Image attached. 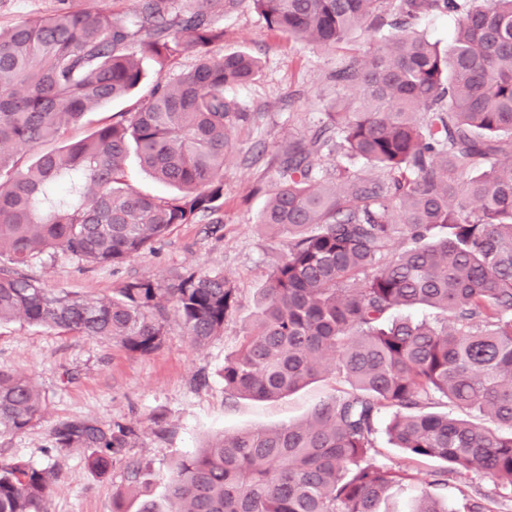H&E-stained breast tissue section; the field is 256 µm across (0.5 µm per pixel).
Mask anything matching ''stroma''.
Segmentation results:
<instances>
[{
    "label": "stroma",
    "mask_w": 512,
    "mask_h": 512,
    "mask_svg": "<svg viewBox=\"0 0 512 512\" xmlns=\"http://www.w3.org/2000/svg\"><path fill=\"white\" fill-rule=\"evenodd\" d=\"M220 23L224 42L217 53L245 49L262 62L255 82L231 90L250 119L236 130V151L224 165L221 230L211 235L202 224L178 225L154 252L117 271L83 267L60 255L35 262L29 273L52 289L110 297L131 275L150 274L167 285L188 266L219 270L236 288L239 308L222 336L197 348L177 318H170L162 347L148 356L21 320L0 324V370L27 375L46 396L40 419L22 431L0 434V460L20 459L50 471L48 512H135L136 497L165 496L181 457L225 433L301 421L344 385L331 369L291 395L257 400L227 395L222 371L283 252L278 239L255 222L266 198L264 170L290 139L309 135L325 105L342 96L329 74L344 60L365 53L370 37L359 32L336 48H314L269 29L250 7ZM68 420L119 421L139 428L138 443L127 451L143 466L138 482H128L120 463L103 474L94 471L89 449L51 451L53 428Z\"/></svg>",
    "instance_id": "1"
}]
</instances>
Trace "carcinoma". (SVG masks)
<instances>
[{
	"mask_svg": "<svg viewBox=\"0 0 512 512\" xmlns=\"http://www.w3.org/2000/svg\"><path fill=\"white\" fill-rule=\"evenodd\" d=\"M135 0L128 19L94 6L0 27V322L15 319L107 338L141 356L159 350L169 314L201 346L238 307L221 271L187 269L169 288L151 275L117 295L52 290L28 274L46 254L121 267L172 227L224 219V159L247 118L226 93L257 79L246 50L216 55L229 15L250 4L291 39L332 47L357 31L370 50L336 69L357 95L326 107L308 138L270 169L275 191L256 223L283 239L258 311L224 361V392L271 400L315 380L331 361L350 386L278 429L225 434L182 458L167 506L137 512H388L396 488L417 489L410 512L450 507L448 474L491 477L512 495V0ZM453 14L448 49L417 25ZM158 73L133 108L84 138L37 154L86 113L140 90L143 59ZM183 58L193 65L169 74ZM135 153L179 190L143 194L123 179ZM341 153L383 176L318 161ZM426 306L433 320L395 312ZM445 402L459 414L436 413ZM45 399L26 376L0 371V432L38 419ZM389 443L426 476L372 461L382 415ZM54 448H90L103 474L135 446L115 422L71 421ZM50 473L0 462V512H47Z\"/></svg>",
	"mask_w": 512,
	"mask_h": 512,
	"instance_id": "obj_1",
	"label": "carcinoma"
}]
</instances>
